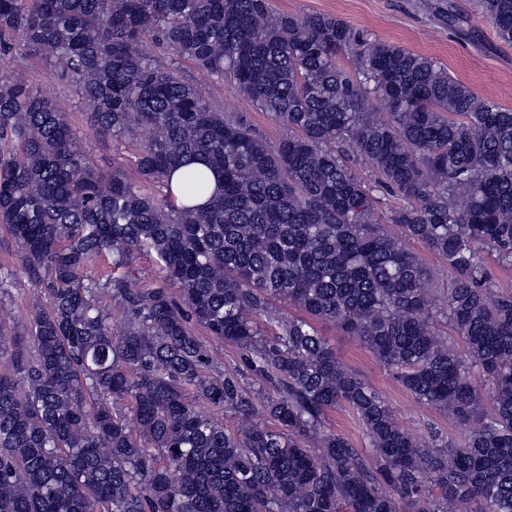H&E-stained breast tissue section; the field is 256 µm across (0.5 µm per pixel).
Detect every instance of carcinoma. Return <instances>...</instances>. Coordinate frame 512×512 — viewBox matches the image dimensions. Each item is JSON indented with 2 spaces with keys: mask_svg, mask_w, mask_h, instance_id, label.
<instances>
[{
  "mask_svg": "<svg viewBox=\"0 0 512 512\" xmlns=\"http://www.w3.org/2000/svg\"><path fill=\"white\" fill-rule=\"evenodd\" d=\"M477 7L512 43V0ZM147 37L230 78L288 134L271 145L224 115ZM18 45L71 80L97 136L149 137L131 172L103 170L50 92L0 75V224L36 290L14 331L0 265V512H512V293L483 257L512 267V109L430 57L268 0H0V54ZM359 160L406 202L391 223L448 264L447 293L377 224ZM182 168V195L205 204L177 205ZM145 251L162 273L151 288L137 285ZM102 259L110 272L89 277ZM315 321L478 426L461 443L409 433ZM193 322L243 367L208 373ZM342 405L371 452L325 425Z\"/></svg>",
  "mask_w": 512,
  "mask_h": 512,
  "instance_id": "cac0c4a2",
  "label": "carcinoma"
}]
</instances>
